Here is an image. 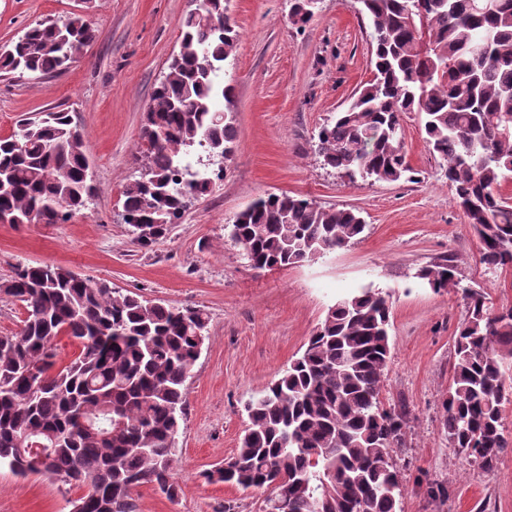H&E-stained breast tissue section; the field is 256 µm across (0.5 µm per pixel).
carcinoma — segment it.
Segmentation results:
<instances>
[{"instance_id": "carcinoma-1", "label": "carcinoma", "mask_w": 512, "mask_h": 512, "mask_svg": "<svg viewBox=\"0 0 512 512\" xmlns=\"http://www.w3.org/2000/svg\"><path fill=\"white\" fill-rule=\"evenodd\" d=\"M370 20L373 77L321 127L323 164L350 178L397 182L409 167L402 116L419 112L427 147L490 269L512 265V0H359ZM314 12L295 0L292 25ZM239 32L224 0H200L181 24L179 51L154 88L142 126L145 173L124 191L123 221L148 249L184 213L183 194L209 192L207 172L183 164L234 152L233 87L217 82ZM95 38L82 17L47 21L0 53V76L68 68ZM0 222L61 224L92 197L87 148L67 112L21 121L0 137ZM229 236L253 268L311 260L362 238L352 209L270 194L241 211ZM436 291L457 285L443 260L420 271ZM0 294L25 309L20 331L0 336V467L86 489L71 512H137L132 491L152 484L168 499L186 381L205 341L196 309L123 294L58 265L21 266ZM444 403L448 444L483 470L512 451L501 412L512 404V307L493 310L466 290ZM389 303L362 289L331 306L303 354L245 405L249 426L229 471L205 477L247 488L275 485L265 512H402L399 472L406 421L379 398L390 355ZM76 357L57 366L55 341Z\"/></svg>"}]
</instances>
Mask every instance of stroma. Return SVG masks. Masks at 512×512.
<instances>
[{"label":"stroma","instance_id":"obj_1","mask_svg":"<svg viewBox=\"0 0 512 512\" xmlns=\"http://www.w3.org/2000/svg\"><path fill=\"white\" fill-rule=\"evenodd\" d=\"M199 0H0V48L48 19L81 15L96 37L70 67L0 77V137L25 115L70 112L87 146L95 193L64 224H0V282L21 265H60L117 290L203 310L208 338L187 380L168 499L134 489L138 512H264L268 488L212 483L237 451L245 404L299 357L328 309L362 288L390 305V358L380 399L404 407L405 444L393 461L402 512H512V452L489 471L448 445L443 402L466 289L512 306V268L488 269L479 240L430 154L421 115L403 117L409 170L393 183L350 180L325 167L318 132L371 76V28L357 0H319L296 29L293 0H229L240 38L221 74L233 87L237 140L224 177L194 199L152 248L122 221L123 191L146 162L141 138L154 87L179 49L180 23ZM301 196L360 212L361 240L313 260L259 271L225 226L260 196ZM453 259L456 287L434 291L422 268ZM80 489L0 468V512H70Z\"/></svg>","mask_w":512,"mask_h":512}]
</instances>
